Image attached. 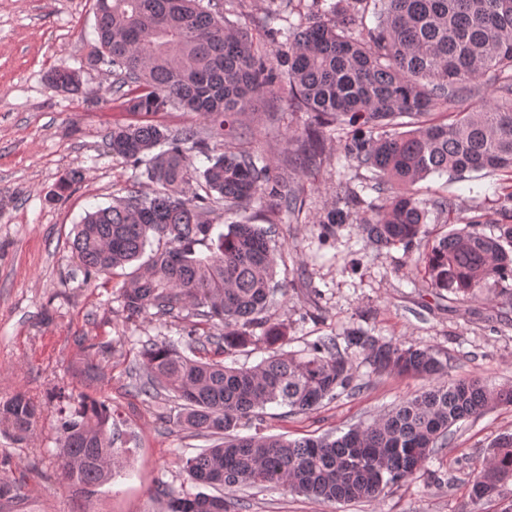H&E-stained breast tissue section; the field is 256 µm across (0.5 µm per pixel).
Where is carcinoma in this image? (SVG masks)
<instances>
[{"instance_id":"cac0c4a2","label":"carcinoma","mask_w":512,"mask_h":512,"mask_svg":"<svg viewBox=\"0 0 512 512\" xmlns=\"http://www.w3.org/2000/svg\"><path fill=\"white\" fill-rule=\"evenodd\" d=\"M297 2L299 23L286 17ZM269 40L255 48L244 28L230 27L212 0H95L91 66L112 70V100L135 123L108 134L112 154L133 163L155 186L135 187L112 204L88 212L75 225L70 248L73 276L108 275L141 259L151 239L165 240L128 274L119 301L127 316H184L224 322L220 336H193L188 346L213 357L193 359L177 342L146 341L138 351L144 376L133 391L150 400L167 393L180 401L176 423L225 441L189 457V479L218 495L175 492L165 486V512H234L226 487L286 488L328 504L373 499L404 483L445 443L452 426L499 404L512 405V387L493 388L473 376L444 381L448 364L430 348L394 343L352 327L322 336L306 356L281 351L288 326L273 319L272 286L278 249L259 223L278 224L298 214L303 190L283 193L262 158L216 144L236 138L238 115L252 100L288 88V105L312 114L304 129L317 148L328 131L360 126L344 154L355 176L377 194L366 201L343 184L351 211L326 215L334 225H358L381 248L414 247L429 213L463 228L431 248L425 275L436 288L476 298L490 282L512 280V0H269ZM50 83L75 94L78 74L53 70ZM490 88L479 108L457 112L460 102ZM183 108L201 116L203 137L192 126L172 130L155 117ZM204 158L203 170L186 153ZM487 171L499 176L498 208L470 217L452 195L419 197L416 185L431 175L462 178ZM85 179L72 169L50 199L70 194ZM221 207L227 230H217ZM494 224L497 233L477 230ZM261 330V336L255 330ZM268 358L254 367L224 363L256 341ZM364 355L376 373L422 376L427 390L410 396L384 418L338 437L285 440L231 436L262 416L268 404L309 411L324 399L356 392L352 357ZM39 415L17 394L0 404V428L21 440ZM58 448L64 474L84 492L112 478L121 436L104 403L84 396L78 409L60 411ZM512 482V433L488 449L472 471L471 495L491 499ZM24 512V495L0 484V512Z\"/></svg>"}]
</instances>
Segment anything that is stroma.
<instances>
[{
	"instance_id": "35a3bbf8",
	"label": "stroma",
	"mask_w": 512,
	"mask_h": 512,
	"mask_svg": "<svg viewBox=\"0 0 512 512\" xmlns=\"http://www.w3.org/2000/svg\"><path fill=\"white\" fill-rule=\"evenodd\" d=\"M94 0H0V401L23 393L43 407L25 441L0 434V482L20 486L30 512H163L159 485L191 490L184 458L211 444L172 424L174 398L144 401L131 388L129 369L141 342H164L196 330L218 335L220 321L202 325L150 315L127 318L118 295L122 276L72 281L75 265L70 233L86 210L108 206L136 175L132 163L106 147L112 125L128 121L112 100V74L87 64L94 38ZM53 69L79 70L81 95L57 91ZM309 113L288 109L285 97L256 98L240 115L246 142L257 151L284 189L303 188L299 218L274 225V239L287 254L277 264L274 319L288 327L284 351L307 354L321 336L362 327L373 335L430 347L448 358L452 379L481 377L489 386H512V280L493 285L482 298L464 299L432 287L423 273L427 253L451 232L429 221L418 248L377 249L357 225L340 224L330 239L319 222L343 207L338 192L349 178L343 137L327 133L316 161L291 165L302 154L299 134ZM86 170L85 180L66 200L49 196L64 173ZM493 174L460 181L431 176L419 183L421 196H455L465 215L494 210ZM105 345L99 357L103 379L86 386L76 372L84 344ZM353 373L363 390L324 400L314 410L288 413L267 405L262 420L239 435H278L290 440L341 435L378 420L428 385L418 377L372 373L356 357ZM72 397L88 394L112 408L134 438L121 476L91 494L65 478L52 452L58 433L57 389ZM447 447L408 482L379 498L328 505L282 489H229L241 512H506L512 485L503 495L472 502L470 472L488 446L512 432V406L458 422Z\"/></svg>"
}]
</instances>
